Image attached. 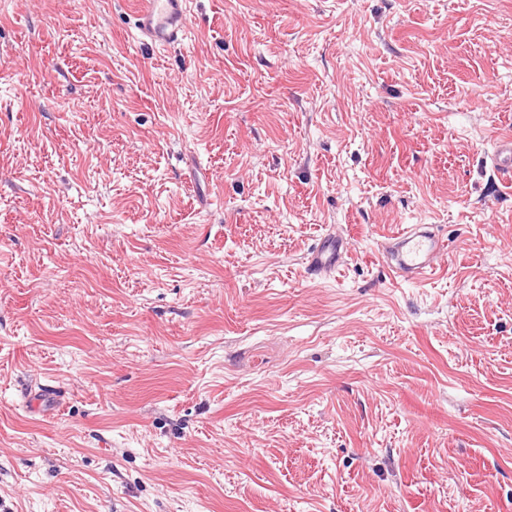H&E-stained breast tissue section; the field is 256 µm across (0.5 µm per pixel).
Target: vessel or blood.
Masks as SVG:
<instances>
[{"label": "vessel or blood", "mask_w": 512, "mask_h": 512, "mask_svg": "<svg viewBox=\"0 0 512 512\" xmlns=\"http://www.w3.org/2000/svg\"><path fill=\"white\" fill-rule=\"evenodd\" d=\"M187 0H135V38L157 47L181 44L186 38ZM491 164L502 185L512 187V132L496 137ZM388 257L393 274L404 281L422 282L441 267L444 243L428 226H408L389 235ZM346 244L327 235L310 252L307 269L311 275L329 277L339 266Z\"/></svg>", "instance_id": "obj_1"}]
</instances>
